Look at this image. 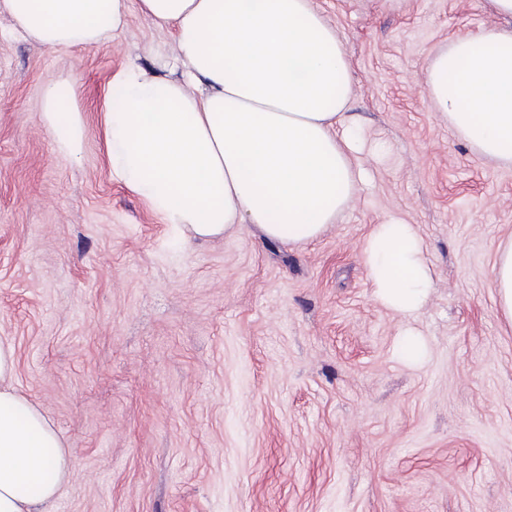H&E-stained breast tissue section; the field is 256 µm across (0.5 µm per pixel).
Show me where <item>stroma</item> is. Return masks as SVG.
Segmentation results:
<instances>
[{
    "instance_id": "stroma-1",
    "label": "stroma",
    "mask_w": 512,
    "mask_h": 512,
    "mask_svg": "<svg viewBox=\"0 0 512 512\" xmlns=\"http://www.w3.org/2000/svg\"><path fill=\"white\" fill-rule=\"evenodd\" d=\"M316 4L351 64L368 181L302 246L250 224L184 237L114 177L102 97L127 66L163 73L170 32L133 12L110 44L53 51L0 18V341L74 451L55 512H512V324L492 281L512 166L423 88L438 46L512 18L488 0ZM63 80L74 158L41 120ZM391 215L434 272L410 319L376 300L362 257ZM58 87L54 84L45 87L42 96V117L48 130L54 150L63 156H76L82 148L83 123L77 108L68 113L65 122L60 120Z\"/></svg>"
}]
</instances>
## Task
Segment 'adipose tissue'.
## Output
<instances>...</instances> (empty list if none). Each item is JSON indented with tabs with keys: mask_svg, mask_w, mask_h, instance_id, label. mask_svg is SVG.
<instances>
[{
	"mask_svg": "<svg viewBox=\"0 0 512 512\" xmlns=\"http://www.w3.org/2000/svg\"><path fill=\"white\" fill-rule=\"evenodd\" d=\"M138 10L171 32L168 74L136 66L103 97L113 174L162 223L208 239L241 224L269 239H317L365 180L355 165L351 68L315 0H0L14 31L51 50L111 42ZM424 89L479 153L512 164V32L490 27L432 56ZM46 86L42 117L54 149L76 156L79 111L59 114ZM363 259L377 299L404 316L433 285L413 225L389 218L369 234ZM14 352L0 342V512H51L72 474L71 451L51 420L13 386Z\"/></svg>",
	"mask_w": 512,
	"mask_h": 512,
	"instance_id": "obj_1",
	"label": "adipose tissue"
}]
</instances>
